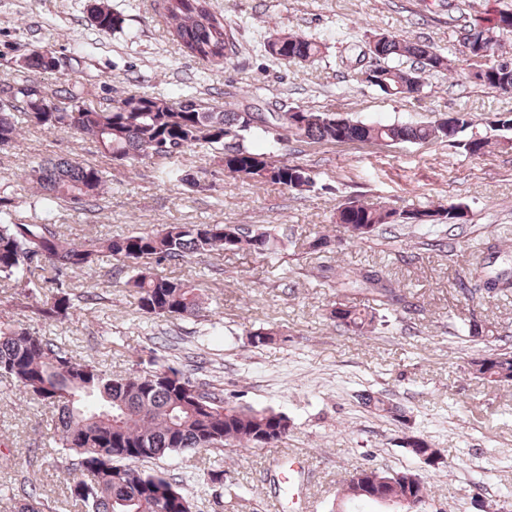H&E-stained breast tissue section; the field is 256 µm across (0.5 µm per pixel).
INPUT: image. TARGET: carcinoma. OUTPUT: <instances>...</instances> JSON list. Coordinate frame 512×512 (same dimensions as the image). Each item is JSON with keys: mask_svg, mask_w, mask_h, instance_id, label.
Segmentation results:
<instances>
[{"mask_svg": "<svg viewBox=\"0 0 512 512\" xmlns=\"http://www.w3.org/2000/svg\"><path fill=\"white\" fill-rule=\"evenodd\" d=\"M170 24L169 35L186 56L222 64L232 52L224 14L214 0H162ZM89 20L103 32L123 29L124 17L104 3L90 5ZM512 29V10L477 19L469 30L496 46L497 33ZM381 56L387 60L383 80L393 90L412 84L407 94L423 87V74L450 72L451 59L433 52L429 45L393 35H380ZM268 52L289 62L313 59L321 44L300 34L274 36ZM410 66H405V63ZM479 81L502 89L512 86V68L487 64L478 66ZM0 145L17 140L18 121L50 130H63L98 144L101 156L121 165L149 159L160 163L186 153L198 145L222 151L227 174L255 185L278 184L306 191L314 180L308 169L279 159L277 150L256 153L237 144L241 137L239 113L206 107L195 98L172 103L164 98L131 94L99 108L85 109V86L65 80L50 92L28 79L0 83ZM256 133L272 137L276 145L292 135L298 141L336 142L386 140L428 142L450 138L435 122L423 124H373L346 120L336 126V114L302 110V121L293 125L288 112H260ZM47 213L67 203L84 207L98 199L107 182L100 165L75 159H48L32 169ZM465 214L456 206H439L402 211L349 203L336 212L335 224L351 240L391 224L446 225L453 227ZM278 250L274 237L262 228L238 224H164L159 230L120 232L104 239L67 241L57 225L18 224L11 213L0 208V276L26 277L35 265L58 273L88 270L104 254L134 264L125 282L142 313L165 319L196 318L202 311L199 289L174 277L158 275L140 267L142 259L172 262L217 252H249L267 258ZM362 282L373 286L376 308H360L338 302L329 319L346 331L360 335L383 322L380 311L403 302L402 296L383 283L379 272L366 270ZM75 304L63 294L37 314L54 320L72 315ZM486 361L478 376L492 383L512 381V352H497ZM147 371L133 369L114 378L91 357L75 359L63 343L21 325L0 322V373L33 398L58 409L57 420L48 436L50 447L73 453L75 474L66 485L65 502L85 512H194L190 493L156 471L138 466L140 462L187 450H208L214 444L259 448L282 441L274 435L285 416L273 411L229 405L216 393L202 388L174 367Z\"/></svg>", "mask_w": 512, "mask_h": 512, "instance_id": "cac0c4a2", "label": "carcinoma"}]
</instances>
